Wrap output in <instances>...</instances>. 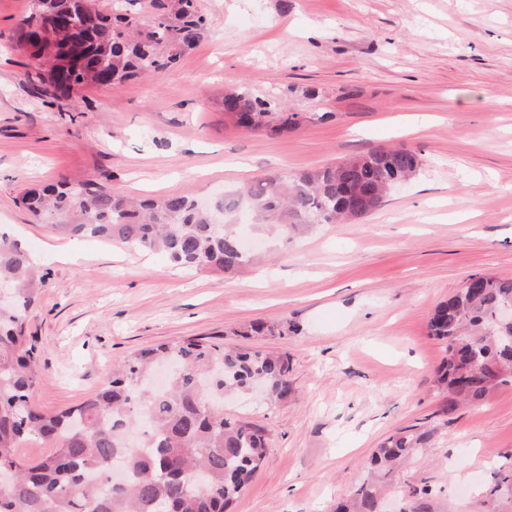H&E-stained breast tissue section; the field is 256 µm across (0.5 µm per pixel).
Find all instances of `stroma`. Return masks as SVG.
<instances>
[{"label": "stroma", "mask_w": 512, "mask_h": 512, "mask_svg": "<svg viewBox=\"0 0 512 512\" xmlns=\"http://www.w3.org/2000/svg\"><path fill=\"white\" fill-rule=\"evenodd\" d=\"M200 5L207 28L173 72L85 90L71 116L37 95L11 45L31 0H0V231L49 275L25 323L35 403L75 406L131 354L189 336L285 352L288 401L224 399L225 416L270 438L233 512H330L404 428L433 436L378 481L384 512L425 486L432 512H512V495L486 497L492 469L512 464V385L445 415L433 383L444 347L427 328L469 276L512 277V0ZM228 86L305 119L280 135L236 128L220 105ZM380 147L422 160L382 209L260 236V262L235 275L54 234L19 201L63 178L210 199Z\"/></svg>", "instance_id": "35a3bbf8"}]
</instances>
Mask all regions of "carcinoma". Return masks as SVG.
<instances>
[{
  "label": "carcinoma",
  "instance_id": "carcinoma-1",
  "mask_svg": "<svg viewBox=\"0 0 512 512\" xmlns=\"http://www.w3.org/2000/svg\"><path fill=\"white\" fill-rule=\"evenodd\" d=\"M144 23L129 10L106 15L90 0H51L59 12L75 13L76 27L57 41L58 55L83 62L74 80L82 83L106 71L112 82L159 76L192 48L206 28L199 0H150ZM39 11L22 20L17 45L29 56L27 79L44 102L75 101L65 84L48 88L39 79L38 53L30 28ZM224 114L248 132L280 134L297 127L299 113L275 99L243 89L224 93ZM418 154L404 147L377 148L339 163L288 178L268 174L224 195L205 211L182 195L134 201L103 184L61 179L20 197L48 228L73 239L119 242L141 252H165L188 269L236 273L249 261L238 242L234 220L246 204L254 224L277 236L300 224L362 221L380 209L393 185L416 175ZM480 288L462 287L440 302L429 320L430 334L444 345L434 372L446 391L443 413L460 405H482L494 390L512 384L511 329L499 323L512 304V279L482 274ZM11 287V305L0 308V468L14 481L0 486V512H232V505L262 468L266 431L224 417V392L265 387L274 401L293 392L288 353L226 349L205 337L160 343L133 354L99 390L75 407L44 413L31 393L40 371L25 336L29 308L46 287L29 254L0 233V284ZM54 443L46 456L24 460L22 442ZM430 432L400 430L369 459L374 470H391L423 447ZM125 474L112 481L113 465ZM430 490L406 499L403 512H430ZM332 512H379L378 493L365 482Z\"/></svg>",
  "mask_w": 512,
  "mask_h": 512
}]
</instances>
